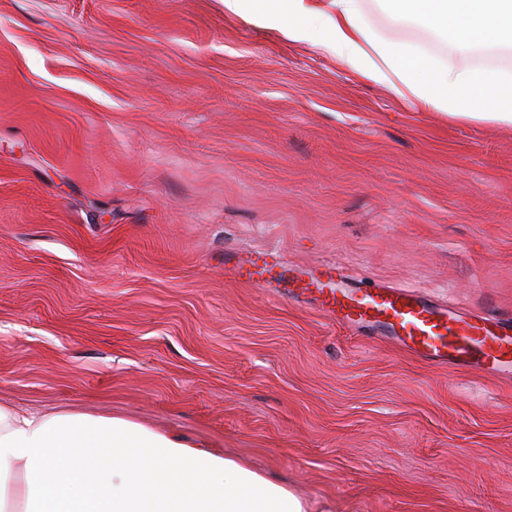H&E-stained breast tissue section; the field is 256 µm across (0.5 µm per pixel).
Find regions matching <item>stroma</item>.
I'll return each instance as SVG.
<instances>
[{"label": "stroma", "instance_id": "35a3bbf8", "mask_svg": "<svg viewBox=\"0 0 512 512\" xmlns=\"http://www.w3.org/2000/svg\"><path fill=\"white\" fill-rule=\"evenodd\" d=\"M268 247L512 317V126L424 110L224 0H0V405L200 442L322 512H512V374L234 278Z\"/></svg>", "mask_w": 512, "mask_h": 512}]
</instances>
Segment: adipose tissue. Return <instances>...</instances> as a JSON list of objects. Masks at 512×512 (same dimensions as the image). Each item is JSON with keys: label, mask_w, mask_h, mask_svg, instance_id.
Masks as SVG:
<instances>
[{"label": "adipose tissue", "mask_w": 512, "mask_h": 512, "mask_svg": "<svg viewBox=\"0 0 512 512\" xmlns=\"http://www.w3.org/2000/svg\"><path fill=\"white\" fill-rule=\"evenodd\" d=\"M364 0H224L227 11L318 44L396 96L464 120L512 126V70L449 66L375 34ZM465 57L512 49V0H390ZM235 459L119 418L0 406V512H310Z\"/></svg>", "instance_id": "obj_1"}]
</instances>
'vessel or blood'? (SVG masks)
<instances>
[{"mask_svg": "<svg viewBox=\"0 0 512 512\" xmlns=\"http://www.w3.org/2000/svg\"><path fill=\"white\" fill-rule=\"evenodd\" d=\"M287 264L277 251L251 256L235 275L264 287L267 274H283ZM324 311L343 323L362 327L382 323L396 330L404 345L422 358L454 364H477L490 372L512 366V324L467 321L447 309L428 305L413 291L383 286L356 292L342 286L335 267L326 266L314 277Z\"/></svg>", "mask_w": 512, "mask_h": 512, "instance_id": "1", "label": "vessel or blood"}]
</instances>
